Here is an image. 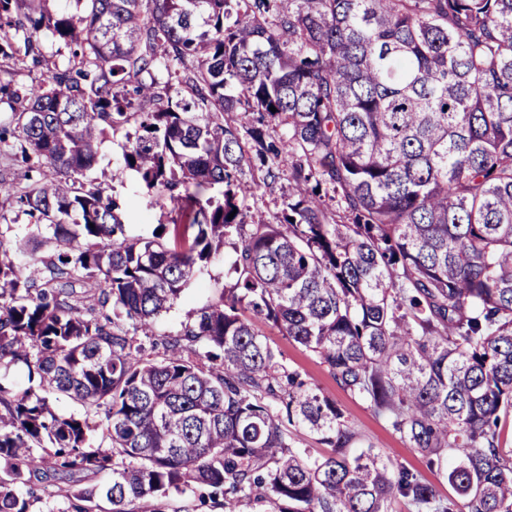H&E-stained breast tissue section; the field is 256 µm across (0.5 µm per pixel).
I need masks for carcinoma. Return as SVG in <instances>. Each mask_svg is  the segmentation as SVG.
I'll return each instance as SVG.
<instances>
[{"mask_svg":"<svg viewBox=\"0 0 512 512\" xmlns=\"http://www.w3.org/2000/svg\"><path fill=\"white\" fill-rule=\"evenodd\" d=\"M0 0V57L74 46L0 127L31 219L0 233V512L43 472L112 512L199 493L224 512H512V0ZM276 111H270V108ZM254 116L241 128L235 113ZM161 214L147 237L83 180L109 129ZM285 133L279 135L277 130ZM288 165V202H242ZM38 172L39 177L32 176ZM232 248L236 280L155 326ZM304 346L453 489L354 448L343 411L288 369ZM79 403L57 413L49 397ZM331 448L313 457L294 430ZM2 383L12 386L15 389H26L35 385V381L29 380L27 367L22 363L11 365L8 369L2 368L0 371V379Z\"/></svg>","mask_w":512,"mask_h":512,"instance_id":"obj_1","label":"carcinoma"}]
</instances>
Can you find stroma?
Segmentation results:
<instances>
[{"mask_svg": "<svg viewBox=\"0 0 512 512\" xmlns=\"http://www.w3.org/2000/svg\"><path fill=\"white\" fill-rule=\"evenodd\" d=\"M39 45L43 57L40 68L30 69L16 63L0 71V84L8 85L11 90L10 96L0 95L1 126L11 123L13 94L25 93L50 71L67 66L72 59L71 48L53 37L50 32L45 31L40 34ZM135 131V126L128 125L117 131L106 133L99 145L97 165L85 174L86 179L101 183L110 194L120 200L133 202L138 211L147 215V222L131 223L128 233L132 236L150 233L153 225L157 224L161 217L158 209L151 206L146 194L136 193L135 175L129 171L120 173L116 170V162L129 137H132ZM233 261V251L224 250L223 254L210 266L208 275L195 282L160 320L159 333L176 332L182 322L208 305L225 285L231 284L234 280ZM255 327L264 332L280 350L288 368L299 371L302 377L311 382L322 395L343 410L351 429L356 434L358 443L373 446L395 465L418 470L428 482L438 488L441 495L451 494L452 489L447 481L438 472L427 467L425 459L416 449L411 448L399 434L393 432L386 421L377 416L366 403L355 399L340 387L315 354L288 337L269 329L263 321H256ZM71 486L72 482L68 479L52 478L44 484L34 483L35 494L31 499V512H75L74 500L66 496V491Z\"/></svg>", "mask_w": 512, "mask_h": 512, "instance_id": "obj_1", "label": "stroma"}]
</instances>
